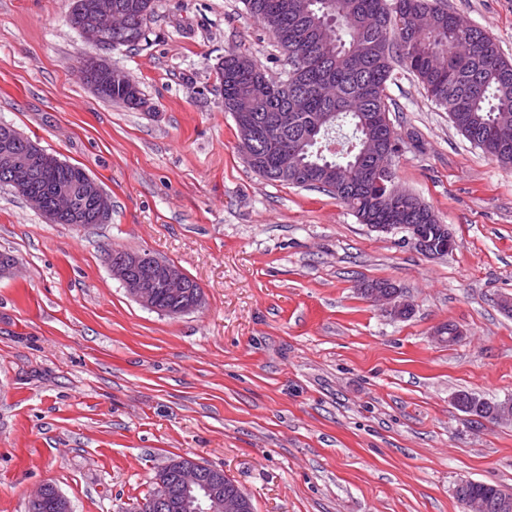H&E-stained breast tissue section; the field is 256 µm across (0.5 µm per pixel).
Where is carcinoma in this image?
Listing matches in <instances>:
<instances>
[{
	"label": "carcinoma",
	"mask_w": 512,
	"mask_h": 512,
	"mask_svg": "<svg viewBox=\"0 0 512 512\" xmlns=\"http://www.w3.org/2000/svg\"><path fill=\"white\" fill-rule=\"evenodd\" d=\"M140 2V10L129 14L128 28L112 34V47H133L144 38L155 4ZM244 5L269 30L288 69L276 83L251 59L225 57L219 67L224 111H239L240 98L248 95L259 128L273 112L298 114L275 142L260 136L245 147L249 167L260 176L301 186L270 157L296 150L315 188L335 196L360 223H432L431 211L412 194L403 201L404 213L381 206L388 176L380 174L378 183L369 177L373 161L364 152L367 142L378 143L391 158L399 151L394 126L377 128L389 114L386 89L397 66L421 82L472 144L496 160L505 150L512 155V135L499 134L496 128L502 115L512 116V62L487 32L455 27L445 0H244ZM79 64L88 85L100 80L94 58L81 56ZM135 87L123 72L98 97L137 106L131 94ZM48 157L29 191L39 195L44 210L56 215L59 224L72 222L76 215L83 224L98 223L94 202L78 186L85 170L51 153ZM53 183L72 185L65 210L58 208ZM156 482L164 487H156L153 495L165 489L172 501L183 499L175 472L162 467ZM459 487L461 497L483 501L486 512H501L500 485L465 480Z\"/></svg>",
	"instance_id": "carcinoma-1"
}]
</instances>
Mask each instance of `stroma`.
<instances>
[{
  "mask_svg": "<svg viewBox=\"0 0 512 512\" xmlns=\"http://www.w3.org/2000/svg\"><path fill=\"white\" fill-rule=\"evenodd\" d=\"M73 0H0V125L82 167L106 223H49L0 186V512L50 484L72 512H129L178 456L223 469L254 512H463V480L512 489V423L475 427L460 391L512 397V168L471 144L397 72L395 182L456 246L422 254L336 198L256 175L217 73L234 53L279 78L284 55L242 0H155L146 39L100 49ZM512 61V0H447ZM124 71L131 109L78 58ZM147 249L200 286L176 318L133 300L112 248ZM396 284V320L362 296ZM464 332L435 344L438 324ZM132 89L138 91V100L133 99L134 96L131 94ZM140 95L141 91L138 85L133 82L126 73L121 71V77L115 81H111L109 86L102 93L98 94V97L133 107L139 105L141 101Z\"/></svg>",
  "mask_w": 512,
  "mask_h": 512,
  "instance_id": "35a3bbf8",
  "label": "stroma"
}]
</instances>
